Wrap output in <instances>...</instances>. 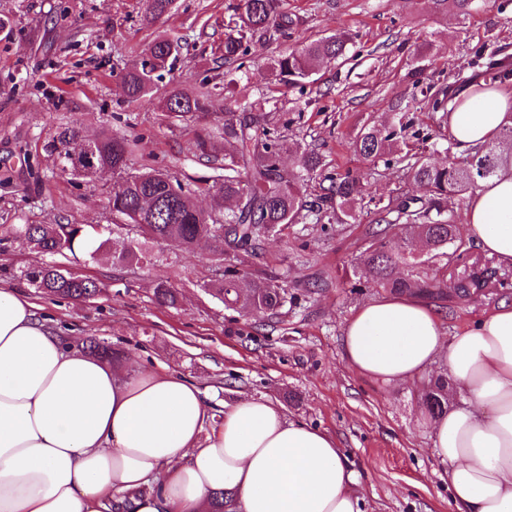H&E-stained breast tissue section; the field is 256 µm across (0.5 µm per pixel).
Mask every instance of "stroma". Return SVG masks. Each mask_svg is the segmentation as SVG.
Instances as JSON below:
<instances>
[{"mask_svg":"<svg viewBox=\"0 0 512 512\" xmlns=\"http://www.w3.org/2000/svg\"><path fill=\"white\" fill-rule=\"evenodd\" d=\"M238 2L177 0L150 24L145 0H0V16L12 28L0 34V286L21 291L74 344L95 338L111 347L114 362L132 355L137 367L194 383L214 413L243 397L266 398L287 418L326 431L358 478L362 512H448L447 474L421 414L423 383L444 374V362L418 382L385 385L356 373L343 355L346 321L386 294L361 285L371 215L350 224H291L257 251L238 254L239 268L274 276L286 290L280 317L267 322L213 295L224 265L208 244L189 251L149 241L142 246L147 259L114 264L113 253L129 247L133 234L112 221V173L71 178L47 146L72 124L91 137L139 138L134 167L168 172L209 205L212 171L193 149L196 124L165 118L157 97L129 100L118 78L164 35L179 41L181 52L161 89L225 83L241 104L270 96L269 122L289 147L285 174L295 175L292 151L301 147L320 154L327 172L366 174L373 196L420 198L424 189L402 171L363 159L351 143L361 127L384 124L404 106L420 131L436 142L445 138L448 127L428 98L456 96L485 78L490 61L512 59V0H475L466 14L436 8L433 0H288L297 26L252 45L244 66L229 71L221 57L224 24ZM339 29L355 36L347 58L321 63L304 90L276 88L275 57ZM416 67L423 70L418 79ZM16 224L100 226L102 253L92 258L78 246L54 261L97 279L102 292L80 302L30 286L23 272L44 257L8 238ZM160 280L177 288V305L156 302ZM496 306L493 299L450 296L438 310L445 335Z\"/></svg>","mask_w":512,"mask_h":512,"instance_id":"stroma-1","label":"stroma"}]
</instances>
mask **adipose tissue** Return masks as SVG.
<instances>
[{"label": "adipose tissue", "instance_id": "obj_1", "mask_svg": "<svg viewBox=\"0 0 512 512\" xmlns=\"http://www.w3.org/2000/svg\"><path fill=\"white\" fill-rule=\"evenodd\" d=\"M512 124V95L480 82L459 94L448 132L464 149ZM469 240L512 266V161L479 183ZM342 346L357 373L415 381L445 359L468 405L431 423L453 512H512V302L446 338L407 294L360 307ZM201 390L173 373H128L63 341L17 290L0 287V512H361L335 438L242 398L211 424Z\"/></svg>", "mask_w": 512, "mask_h": 512}]
</instances>
